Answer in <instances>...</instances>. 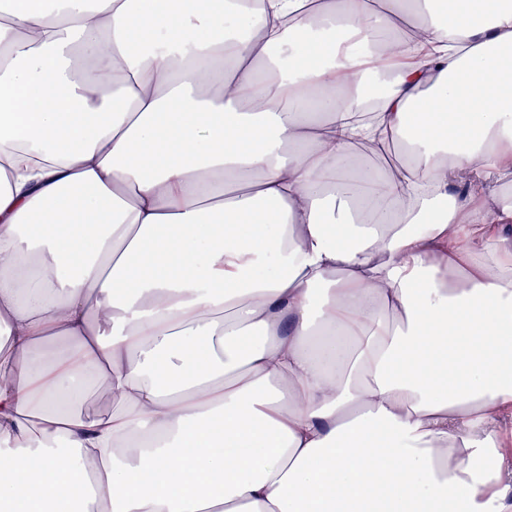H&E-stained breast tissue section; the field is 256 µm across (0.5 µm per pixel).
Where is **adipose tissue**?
<instances>
[{
    "label": "adipose tissue",
    "instance_id": "adipose-tissue-1",
    "mask_svg": "<svg viewBox=\"0 0 512 512\" xmlns=\"http://www.w3.org/2000/svg\"><path fill=\"white\" fill-rule=\"evenodd\" d=\"M510 184L512 0H9L0 512H512Z\"/></svg>",
    "mask_w": 512,
    "mask_h": 512
}]
</instances>
